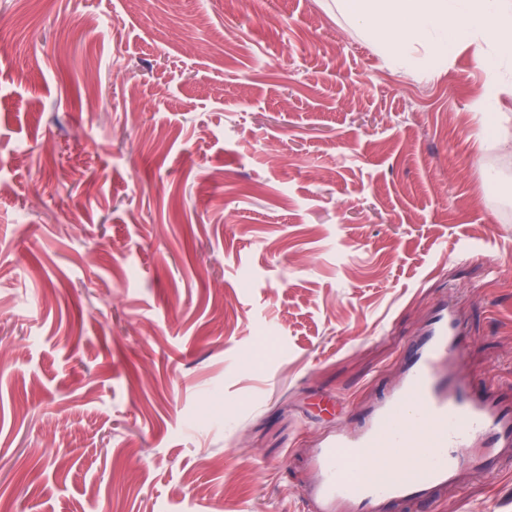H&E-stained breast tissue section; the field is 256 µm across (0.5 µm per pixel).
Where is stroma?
Here are the masks:
<instances>
[{"label":"stroma","instance_id":"1","mask_svg":"<svg viewBox=\"0 0 512 512\" xmlns=\"http://www.w3.org/2000/svg\"><path fill=\"white\" fill-rule=\"evenodd\" d=\"M486 79L336 0H0V512H305L450 294L512 399ZM395 512H512V469Z\"/></svg>","mask_w":512,"mask_h":512}]
</instances>
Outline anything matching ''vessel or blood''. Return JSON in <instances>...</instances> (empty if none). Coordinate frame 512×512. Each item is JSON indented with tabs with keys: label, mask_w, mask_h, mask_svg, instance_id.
Wrapping results in <instances>:
<instances>
[{
	"label": "vessel or blood",
	"mask_w": 512,
	"mask_h": 512,
	"mask_svg": "<svg viewBox=\"0 0 512 512\" xmlns=\"http://www.w3.org/2000/svg\"><path fill=\"white\" fill-rule=\"evenodd\" d=\"M468 331L452 299L429 313L405 349L398 387L357 430L336 429L312 456L305 497L314 512H386L389 504L434 503L463 463L501 470L512 446V404L496 401L463 368Z\"/></svg>",
	"instance_id": "obj_1"
}]
</instances>
